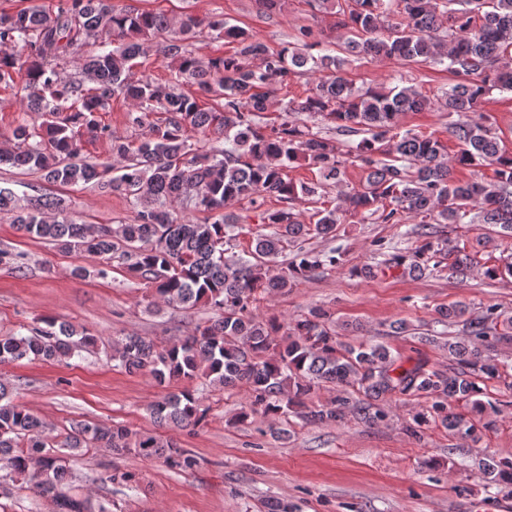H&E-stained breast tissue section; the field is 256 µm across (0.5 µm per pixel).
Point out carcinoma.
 <instances>
[{
	"label": "carcinoma",
	"mask_w": 512,
	"mask_h": 512,
	"mask_svg": "<svg viewBox=\"0 0 512 512\" xmlns=\"http://www.w3.org/2000/svg\"><path fill=\"white\" fill-rule=\"evenodd\" d=\"M316 11L337 16L336 26L352 33L345 52L400 62L446 65L459 81L434 101L416 87L360 88L344 75L346 60L330 53H312L318 43L313 31L299 30L298 43L272 51L249 30L231 25L221 15L201 18L186 14L175 22L162 12L117 9L112 0H63L54 15L30 7L0 12V86L12 87L22 76L28 112L49 116L45 128L25 123L12 131L13 146L0 150V165L35 172L61 189L83 185L123 195L135 217L131 223L79 224L69 215L61 196L29 198L21 203L9 188L0 187V214L9 216L29 236L74 254H91L103 261L97 275H108L117 254L136 280L168 307L193 309L208 305L217 312L212 323L169 346L146 336L128 335L113 348L112 359L129 373L148 371L157 385L176 379L204 380L211 386H246L248 402L238 413L245 421L273 420L290 413L304 423H343L353 416L369 425L385 421L389 401L417 404L408 413L404 431L414 441L439 423L460 440L478 439L493 423L501 400L489 395L485 383L501 378L494 348L512 341V312L490 304L479 313L458 301L435 309L436 322L455 328L443 347L448 367L430 365L420 350L413 356L394 353L384 342L360 338L358 324L342 325L351 341L338 339L335 314L322 307L281 325L252 312L260 294L275 295L340 264L336 248L315 252L297 249L285 270L271 263L306 236L336 238L343 215L354 211L396 224L403 213L417 219L415 245L407 251L377 243L381 260L348 269L355 277H377L402 270L431 274L444 266L448 277L464 280L480 248L498 237H512V150L492 135L490 116L479 111L487 95L512 91V0H353L344 8L337 0H307ZM236 44L229 56L203 61L185 43L201 27ZM179 28L180 36L158 45V53L176 70V77L157 82L147 76L130 79L133 60L146 55L153 40ZM94 36L105 47L85 60L83 78L66 82L57 61ZM321 77L309 94L287 102L277 100L273 83L288 84L301 71ZM195 86L194 92L183 83ZM122 96L138 115L132 123H150L151 132L134 145L98 120L112 98ZM223 100L203 108L200 97ZM280 121L264 122L274 107ZM440 110L455 114L448 133L459 149L426 135L397 132L405 112ZM164 117L149 121L150 114ZM304 112L335 124L344 135L363 137L342 151L335 142L288 121V113ZM218 133L202 154L188 144L190 130ZM106 138L113 163L79 161L80 131ZM318 168L320 179L339 191L336 205L315 212L305 224L295 202L316 196L320 184L297 183L288 169L300 162ZM368 171L362 189L343 190L347 162ZM495 167L490 181L457 182V168ZM274 198L281 206L263 212L269 232L254 241L252 259L226 257L232 246L234 215L227 205L246 200L260 207ZM206 212L198 222L177 215L175 206ZM435 224H490L492 235L476 246L449 248L439 242ZM451 258L448 265L443 260ZM489 280L512 277V260L483 268ZM396 334L418 335L423 344L437 336L417 332L405 322L390 325ZM98 338L70 324L42 319L26 333L0 335V363L23 359L62 361L91 351ZM321 383L352 390L357 398L341 396L328 404L306 399ZM15 387L0 380V496L26 486L54 500L57 512H112L90 497L69 494L72 463L92 448L121 455L133 451L144 458H161L179 471L194 469L196 457L161 436L133 431L120 424L77 421L60 435L15 401ZM156 422L194 431L203 426L209 408L189 390L171 394L151 406ZM483 478L512 496V460L492 458ZM102 481L133 486L136 475L118 468Z\"/></svg>",
	"instance_id": "obj_1"
}]
</instances>
